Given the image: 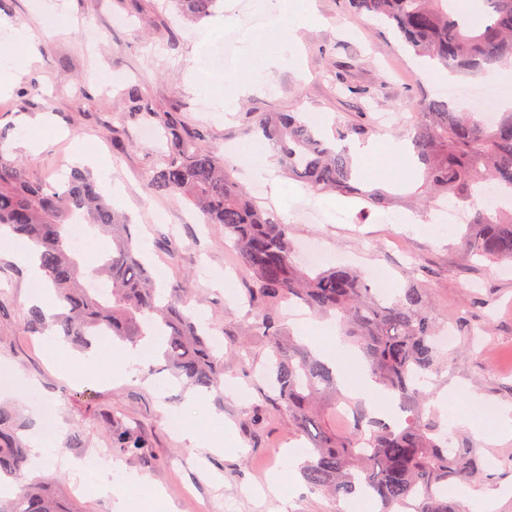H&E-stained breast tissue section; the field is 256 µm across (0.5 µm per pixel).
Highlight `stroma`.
I'll list each match as a JSON object with an SVG mask.
<instances>
[{"instance_id": "35a3bbf8", "label": "stroma", "mask_w": 512, "mask_h": 512, "mask_svg": "<svg viewBox=\"0 0 512 512\" xmlns=\"http://www.w3.org/2000/svg\"><path fill=\"white\" fill-rule=\"evenodd\" d=\"M316 6L317 21L299 33L298 61L279 62L268 85L241 98L238 89L253 79L244 40L275 21L265 0H235L230 7L219 0L213 15L196 25L165 0H0V22L34 27L49 16L60 26L54 36L35 40L33 63L18 72L11 91L0 93L5 134L0 146L22 159L36 182L58 185V172L78 164L95 179L108 172L122 182L130 202L119 211L129 218L138 243L146 245L143 257L157 284H188L189 307L223 338L224 381L235 387L191 405L187 388L171 380L160 361L145 357L131 375L114 372L107 362L97 376H84L76 350L53 344L54 330L26 331L34 281L27 267L0 252V372L9 378L0 387V402L18 411L26 442L46 435L49 452L34 473L49 478L55 495L73 512H115L120 501L125 512H141L142 489L128 483L131 473L147 476L151 488L161 492L157 512H342L343 502L310 490L301 478L298 464L307 441L289 428L287 415L267 414L262 425L253 424L252 414L267 407L262 365L269 349L255 338L247 364L235 356L236 325L256 317L245 302V277L222 225L204 223L184 200L148 191L144 175L167 153L168 139L161 128L155 137L142 138L147 121L129 112L126 101L127 89L137 87L154 111L180 122L186 139L224 158L229 177L242 186L245 171L231 150L255 138V116L261 112L324 116L320 137L343 148L376 137L405 139L420 102L438 98L436 82L387 24L353 14L345 0H316ZM117 16L125 26H113ZM211 27L235 38L230 74L214 78L224 96L238 99L231 114L202 110L205 97L195 84V35ZM29 137L42 139L39 152L25 146ZM78 140L89 146L92 159L78 160L73 150ZM277 182L280 195L266 194L262 207L289 225L297 247L321 248L323 267H361L393 297L412 284L429 291L438 319L455 333L452 347L443 352L452 368L439 387L449 401L431 402L442 420L456 423L476 400L512 410V266L466 259L459 247L463 226L418 231L392 223L404 205L368 211L357 198L317 194L282 175ZM167 240L178 245L177 256L163 251ZM23 379L39 400L54 404L52 428H45L37 402L19 388ZM86 389L93 394L88 402L79 398ZM177 411L193 419L223 415L232 427L230 449L198 448L173 434L167 418ZM104 414L139 430L148 459L112 456L110 493L100 492L94 476L74 490V475L63 463L108 447L110 431L100 422ZM73 432L80 434L81 447L69 446ZM278 474L287 476V487L266 493L269 479Z\"/></svg>"}]
</instances>
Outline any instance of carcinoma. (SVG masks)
Returning a JSON list of instances; mask_svg holds the SVG:
<instances>
[{
  "label": "carcinoma",
  "mask_w": 512,
  "mask_h": 512,
  "mask_svg": "<svg viewBox=\"0 0 512 512\" xmlns=\"http://www.w3.org/2000/svg\"><path fill=\"white\" fill-rule=\"evenodd\" d=\"M182 17L199 21L218 0H172ZM357 14L384 18L402 46L461 76H485L512 66V0H487L483 28L475 29L454 0H346ZM131 111L161 122L168 132L165 159L150 169L147 187L197 206L209 224L224 225L245 274L247 302L260 310L241 327L239 351L259 337L270 351L265 365L273 388L271 411L315 449L301 467L305 484L349 503L360 491L380 504V512H467L451 497L455 486H475L501 477L484 464L480 449L458 441V432L439 423L425 404L434 398L440 358L437 316L428 295L410 286L384 301L368 287L364 273L345 266L305 269L294 261L288 225L262 210L233 182L224 161L202 145L185 140L169 120L129 94ZM255 129L281 155L286 174L317 194L355 195L366 204L389 205L380 191L362 192L351 184L350 158L327 146L311 126L292 112L258 115ZM423 165L420 206L437 199L467 202L473 212L461 248L468 255L512 261V204L486 208L482 187L512 196V108L486 124L479 113L445 100H425L409 129ZM81 217L112 242L110 250L88 261L72 250L69 225ZM26 238L51 283L60 309L47 320L38 306L25 328L38 333L54 326L84 352L106 330L133 344L156 338L164 367L186 386L207 391L224 378V356L215 352L208 330L155 285L142 262L130 225L98 190L92 176L73 170L60 187L32 183L24 166L0 151V231ZM107 279L112 291L100 295L89 281ZM300 302L315 313H333L340 332L362 352L369 373L397 402L405 417L386 420L351 402L352 419L341 414L350 402L332 368L287 332L279 308ZM18 413L0 405V477L20 482L0 512H67L44 482H25L30 449L17 436ZM456 451L448 453V443ZM112 452L145 458L144 444L132 432L112 427Z\"/></svg>",
  "instance_id": "obj_1"
}]
</instances>
